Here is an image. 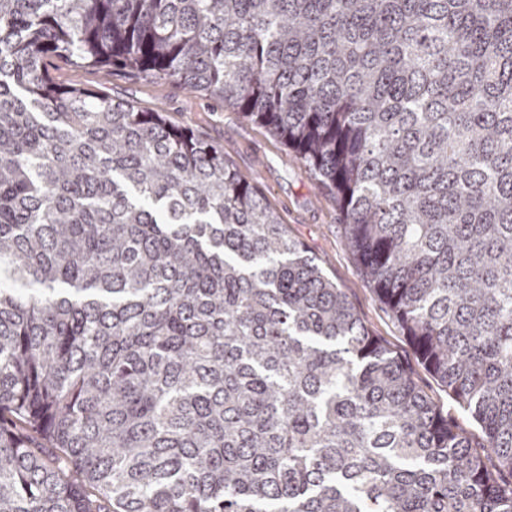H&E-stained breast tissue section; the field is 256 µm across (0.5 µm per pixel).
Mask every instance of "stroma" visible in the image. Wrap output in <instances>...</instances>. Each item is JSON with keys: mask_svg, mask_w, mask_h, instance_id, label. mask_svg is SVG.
Here are the masks:
<instances>
[{"mask_svg": "<svg viewBox=\"0 0 512 512\" xmlns=\"http://www.w3.org/2000/svg\"><path fill=\"white\" fill-rule=\"evenodd\" d=\"M47 67L58 83L103 89L113 100L161 113L168 124L193 130L222 147L232 167L255 183L280 214L289 235L304 243L309 255L342 289L370 333L408 365L417 384L458 430L473 443L482 442L478 423L420 363L368 283L345 243L334 198L319 187L313 172L283 141L225 106L222 99L188 91L170 81L132 77L121 70L107 76L97 68L74 67L58 58L50 59Z\"/></svg>", "mask_w": 512, "mask_h": 512, "instance_id": "obj_1", "label": "stroma"}]
</instances>
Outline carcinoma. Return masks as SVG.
Masks as SVG:
<instances>
[{"mask_svg":"<svg viewBox=\"0 0 512 512\" xmlns=\"http://www.w3.org/2000/svg\"><path fill=\"white\" fill-rule=\"evenodd\" d=\"M53 57L285 141L480 449L223 149ZM503 473L512 0H0V512H512Z\"/></svg>","mask_w":512,"mask_h":512,"instance_id":"carcinoma-1","label":"carcinoma"}]
</instances>
